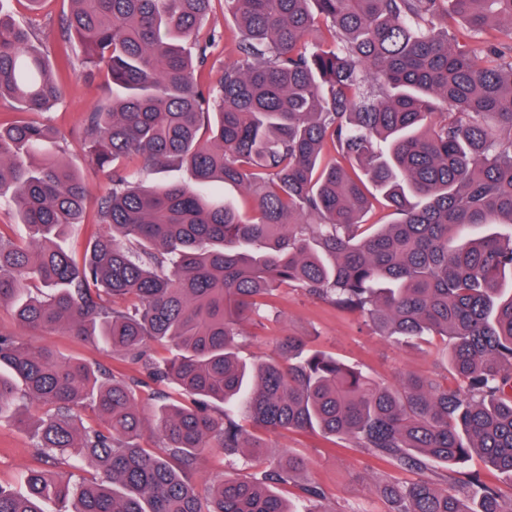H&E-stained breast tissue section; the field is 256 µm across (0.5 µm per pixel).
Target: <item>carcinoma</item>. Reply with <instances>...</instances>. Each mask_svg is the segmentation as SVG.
Returning <instances> with one entry per match:
<instances>
[{
	"instance_id": "1",
	"label": "carcinoma",
	"mask_w": 512,
	"mask_h": 512,
	"mask_svg": "<svg viewBox=\"0 0 512 512\" xmlns=\"http://www.w3.org/2000/svg\"><path fill=\"white\" fill-rule=\"evenodd\" d=\"M65 69L122 94L84 115L90 169L110 177L83 220L84 176L59 132L26 113L64 96L34 30L0 13V100L22 111L0 127V306L19 328L65 327L112 348L145 379L118 377L22 346L0 328V416L17 399L49 406L32 425L38 455L88 461L72 484L31 470L0 486V512H297L276 491L306 468L288 455L200 497L198 454L257 453L241 424L353 439L400 471L472 455L512 479V0H219L237 28L205 27L214 0H70ZM453 17L481 36L450 34ZM236 55L201 81L212 49ZM184 168L191 182L144 175ZM232 183L251 212L217 198ZM388 224H368L375 206ZM81 225L82 254L63 245ZM40 289L33 294L31 287ZM284 286L360 314L382 336L444 341L438 370L396 384L284 335L278 354L240 355V327L276 308ZM176 354L158 362L154 343ZM149 380L177 397L147 411ZM91 402L96 420L75 422ZM156 418L159 451L137 440ZM393 512H512L498 488L420 479L387 485Z\"/></svg>"
}]
</instances>
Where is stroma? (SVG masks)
Returning <instances> with one entry per match:
<instances>
[{"label": "stroma", "instance_id": "stroma-1", "mask_svg": "<svg viewBox=\"0 0 512 512\" xmlns=\"http://www.w3.org/2000/svg\"><path fill=\"white\" fill-rule=\"evenodd\" d=\"M70 9L69 0H44L38 12L27 10L23 0H12L10 10L14 19L33 27L47 54H54L61 18ZM66 94L62 101L45 115L51 124L69 131L63 161L71 168L85 173L92 198L105 194L109 183L106 176L88 172L84 151L74 132L83 116L93 111L104 93L101 80H88L82 75H63ZM279 315L248 323L241 353L247 358L275 355L276 341L288 332L314 337L317 344L336 356L359 365L372 378L393 382L403 376L432 371L440 349L439 338L415 340L398 344L379 335L363 318L336 309L325 300L310 296L298 288L281 291ZM28 348H50L56 352L87 363H96L128 377L138 376L139 370L117 360L110 348L80 340L65 330H27L20 336ZM42 405L23 400L13 415L0 418V484L18 485L22 474L33 468L54 470L53 462L38 456L29 433L19 427L17 416L38 419ZM266 444L263 457L248 460L239 456L204 453L198 456L191 479L198 489L230 473L250 476L277 465L286 454L306 459V470L296 475L279 492L286 498L307 507L300 487L312 482L326 492L322 502L327 512H390L389 502L381 489L387 482L399 479L400 474L369 451L343 442L332 445L320 437L306 433L263 432ZM497 485L503 497L512 496V480L487 472L478 458L460 464L455 471L439 467L428 478L438 486H455L472 480L475 474Z\"/></svg>", "mask_w": 512, "mask_h": 512}]
</instances>
